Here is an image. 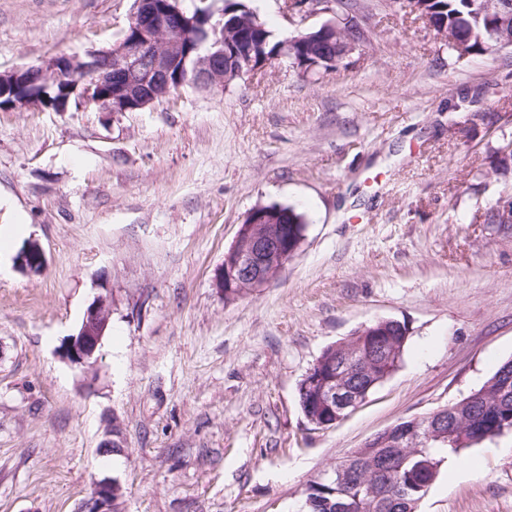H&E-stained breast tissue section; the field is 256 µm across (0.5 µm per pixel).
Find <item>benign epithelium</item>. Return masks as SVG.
Wrapping results in <instances>:
<instances>
[{
	"mask_svg": "<svg viewBox=\"0 0 512 512\" xmlns=\"http://www.w3.org/2000/svg\"><path fill=\"white\" fill-rule=\"evenodd\" d=\"M403 9L417 13L430 28L436 20L424 9L422 0H401ZM290 12L313 14L335 12L332 0H285ZM184 17L180 0H134L128 27L113 46L90 51L85 57L66 54L54 55L38 65H24L9 71H0V110L18 106L44 108L43 93L30 89L29 76L38 73L45 87L69 82V88L78 94L81 106L95 105L105 112H134L172 95L173 84H182L176 70L192 73L193 81L211 88L224 89L230 79L255 73L269 64L264 60L255 64L224 52V31L238 29V22L225 19L224 13H211L206 19L210 27L212 44L190 58L185 51L192 26L181 21ZM495 220L512 223V196L500 199L494 207ZM301 243L288 235L287 216L280 208L257 206L239 225L237 235L224 253V265L216 277V287L224 289V297L235 299L253 293L277 280L288 261L297 253ZM22 273L39 275L46 266V256L38 241L32 239L14 257ZM110 322L109 299L96 296L84 312L76 332L68 336L64 345V358L73 365L90 367L97 363L102 339ZM377 320L359 329L358 335L371 337L369 349L380 358L390 348L385 332ZM343 349L342 355L332 362L336 371L363 356L364 345L347 347L340 341L331 349ZM315 363L308 370L305 387L321 386L314 395L316 414L310 422L320 428L335 424L344 413L362 403L356 389H344L325 382ZM112 480L97 482L91 496L82 503V512H112L110 490Z\"/></svg>",
	"mask_w": 512,
	"mask_h": 512,
	"instance_id": "obj_1",
	"label": "benign epithelium"
}]
</instances>
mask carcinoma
I'll return each mask as SVG.
<instances>
[{"label":"carcinoma","mask_w":512,"mask_h":512,"mask_svg":"<svg viewBox=\"0 0 512 512\" xmlns=\"http://www.w3.org/2000/svg\"><path fill=\"white\" fill-rule=\"evenodd\" d=\"M225 8L234 9L245 40L237 37L224 43V50L242 53L255 40L266 42L265 54L276 56L280 40L274 38L266 22L252 19L243 0H225ZM182 10L190 20L212 8L211 0H181ZM430 9L441 17L437 32L449 40L460 30L471 34L469 55L493 50L490 31L501 24L512 28V6L507 0H477L469 7L465 0H432ZM321 39V29L304 32L295 46L291 63L303 65L311 61ZM385 340L395 346L391 362L380 366L373 374L361 371L348 373V381L355 386L371 390L390 377L400 366L407 341L387 329ZM512 431V359L504 361L478 390L467 396L458 417L448 419L443 431L431 436L425 430L402 442L400 448H380L374 453H356L361 465L354 471L351 481L336 482L332 473L321 481H314L305 491L303 512H417L419 503L427 496L420 490L423 483L435 482L448 455H459L495 436Z\"/></svg>","instance_id":"obj_1"}]
</instances>
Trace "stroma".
Instances as JSON below:
<instances>
[{
  "instance_id": "1",
  "label": "stroma",
  "mask_w": 512,
  "mask_h": 512,
  "mask_svg": "<svg viewBox=\"0 0 512 512\" xmlns=\"http://www.w3.org/2000/svg\"><path fill=\"white\" fill-rule=\"evenodd\" d=\"M276 38L328 13L246 0ZM363 47L188 84L137 112L0 111V512H79L117 478L124 512H298L309 483L375 434L448 406L512 358V47L456 59L394 0H361ZM133 0H0V70L110 46ZM484 120L471 119L474 111ZM294 207L281 277L214 282L247 213ZM41 275L13 265L26 240ZM100 294L91 371L62 357ZM395 319L398 370L330 428L298 386L326 347ZM120 423V468L99 444ZM418 512H512V433L466 449Z\"/></svg>"
}]
</instances>
